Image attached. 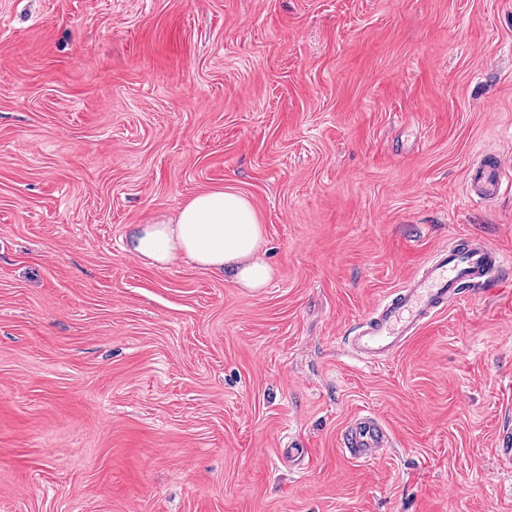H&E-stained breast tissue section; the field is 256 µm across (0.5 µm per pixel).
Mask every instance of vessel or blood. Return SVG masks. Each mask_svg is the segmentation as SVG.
Returning a JSON list of instances; mask_svg holds the SVG:
<instances>
[{
	"label": "vessel or blood",
	"instance_id": "b4317fda",
	"mask_svg": "<svg viewBox=\"0 0 512 512\" xmlns=\"http://www.w3.org/2000/svg\"><path fill=\"white\" fill-rule=\"evenodd\" d=\"M505 166L500 155H486L470 171V189L481 200L496 198L503 189ZM505 259L500 251L474 236H458L437 248L393 294L383 297L348 338L353 351L376 363L398 352L430 320L465 294L503 284ZM393 444L388 426L367 414L354 418L341 433V446L351 458L371 462Z\"/></svg>",
	"mask_w": 512,
	"mask_h": 512
}]
</instances>
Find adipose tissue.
<instances>
[{
  "label": "adipose tissue",
  "mask_w": 512,
  "mask_h": 512,
  "mask_svg": "<svg viewBox=\"0 0 512 512\" xmlns=\"http://www.w3.org/2000/svg\"><path fill=\"white\" fill-rule=\"evenodd\" d=\"M262 239L263 227L250 201L221 188L194 195L174 216L133 225L129 251L158 269L185 259L226 275L236 287L257 291L273 276L261 255Z\"/></svg>",
  "instance_id": "1"
}]
</instances>
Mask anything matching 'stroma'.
I'll return each instance as SVG.
<instances>
[{"mask_svg": "<svg viewBox=\"0 0 512 512\" xmlns=\"http://www.w3.org/2000/svg\"><path fill=\"white\" fill-rule=\"evenodd\" d=\"M489 149L512 0H0V512H512V287L382 364L344 345L452 237L512 263ZM224 187L266 288L126 251ZM504 172L505 166L500 155H486L480 167L470 170L469 187L472 195L485 201L496 198L503 189ZM393 444L388 426L374 415L354 418L341 433V447L351 458L371 462Z\"/></svg>", "mask_w": 512, "mask_h": 512, "instance_id": "obj_1", "label": "stroma"}]
</instances>
